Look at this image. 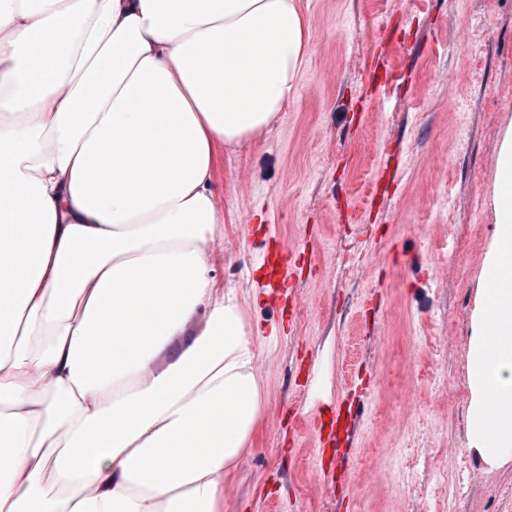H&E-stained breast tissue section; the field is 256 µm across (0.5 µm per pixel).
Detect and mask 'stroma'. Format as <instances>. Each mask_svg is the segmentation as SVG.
Segmentation results:
<instances>
[{
  "label": "stroma",
  "instance_id": "obj_1",
  "mask_svg": "<svg viewBox=\"0 0 512 512\" xmlns=\"http://www.w3.org/2000/svg\"><path fill=\"white\" fill-rule=\"evenodd\" d=\"M301 3L313 41L296 98L250 143L216 147L210 257L252 300L268 406L224 512H512V465L470 486L467 435L512 0ZM281 240L308 259L293 317L256 271ZM354 393L353 474L317 480L310 413Z\"/></svg>",
  "mask_w": 512,
  "mask_h": 512
}]
</instances>
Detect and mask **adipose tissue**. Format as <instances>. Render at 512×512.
Here are the masks:
<instances>
[{
	"mask_svg": "<svg viewBox=\"0 0 512 512\" xmlns=\"http://www.w3.org/2000/svg\"><path fill=\"white\" fill-rule=\"evenodd\" d=\"M311 40L298 0H0V512H224L267 401L209 259L214 150L280 119ZM494 207L491 270L512 264V126ZM468 387L469 450L500 470L512 282L483 290Z\"/></svg>",
	"mask_w": 512,
	"mask_h": 512,
	"instance_id": "1",
	"label": "adipose tissue"
}]
</instances>
